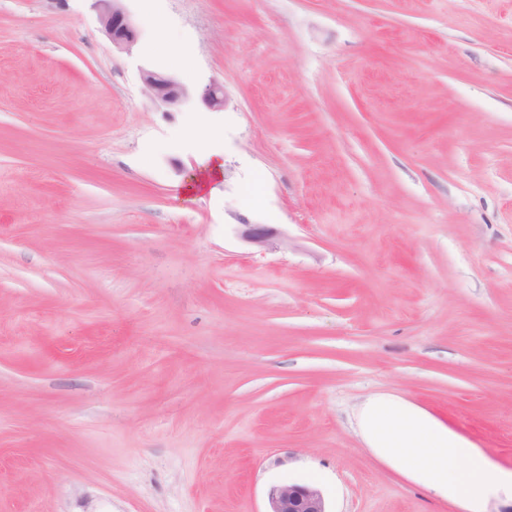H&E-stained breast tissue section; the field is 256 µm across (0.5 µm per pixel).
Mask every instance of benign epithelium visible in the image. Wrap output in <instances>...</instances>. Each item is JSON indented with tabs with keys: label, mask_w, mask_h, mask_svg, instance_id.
Wrapping results in <instances>:
<instances>
[{
	"label": "benign epithelium",
	"mask_w": 512,
	"mask_h": 512,
	"mask_svg": "<svg viewBox=\"0 0 512 512\" xmlns=\"http://www.w3.org/2000/svg\"><path fill=\"white\" fill-rule=\"evenodd\" d=\"M100 30L119 51H131L137 44L139 32L124 0H92ZM140 81L150 99L168 111L177 109L193 99H199L209 110L224 109V85L211 82L194 90L175 75L144 67L140 69ZM241 235L259 246L269 244L270 230L262 224L242 225ZM268 512H327L321 491L310 485L288 484L276 487L269 494Z\"/></svg>",
	"instance_id": "benign-epithelium-1"
}]
</instances>
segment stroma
I'll return each instance as SVG.
<instances>
[{
  "instance_id": "obj_1",
  "label": "stroma",
  "mask_w": 512,
  "mask_h": 512,
  "mask_svg": "<svg viewBox=\"0 0 512 512\" xmlns=\"http://www.w3.org/2000/svg\"><path fill=\"white\" fill-rule=\"evenodd\" d=\"M125 6L129 52L91 0H0V512H466L354 416L512 471V0ZM140 81L150 99L167 112L186 105L195 98L210 111L224 109V85L218 82L213 81L199 90H194L175 75L148 67L140 69ZM202 171L200 174H191L187 179V193H194L197 188H206L210 179H218L224 169V159L217 154H206L199 162ZM363 441L396 472L436 495L483 510L494 488L512 493L489 457L420 406L393 395L367 399L358 414ZM267 512H328L321 491L310 485L288 484L269 494Z\"/></svg>"
}]
</instances>
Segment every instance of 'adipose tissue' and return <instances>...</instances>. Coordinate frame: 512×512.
<instances>
[{
	"mask_svg": "<svg viewBox=\"0 0 512 512\" xmlns=\"http://www.w3.org/2000/svg\"><path fill=\"white\" fill-rule=\"evenodd\" d=\"M363 441L396 472L436 495L484 512L494 488L512 490L489 457L420 406L393 395L367 399L358 414Z\"/></svg>",
	"mask_w": 512,
	"mask_h": 512,
	"instance_id": "adipose-tissue-1",
	"label": "adipose tissue"
}]
</instances>
